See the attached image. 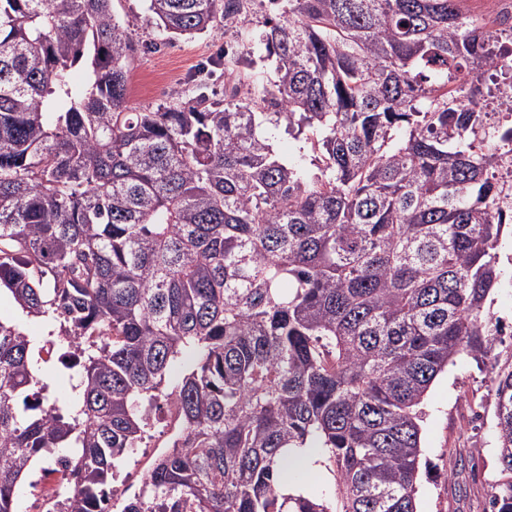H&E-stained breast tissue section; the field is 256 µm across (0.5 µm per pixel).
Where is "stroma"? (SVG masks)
Returning a JSON list of instances; mask_svg holds the SVG:
<instances>
[{"mask_svg":"<svg viewBox=\"0 0 512 512\" xmlns=\"http://www.w3.org/2000/svg\"><path fill=\"white\" fill-rule=\"evenodd\" d=\"M115 19L127 29L134 53L129 61L128 103L138 110L188 99L201 67L211 70L208 86L214 101L224 99V70L212 60L225 50L242 51L235 31L168 37L147 24L143 0H112ZM485 312L498 331L490 357H469L440 374L423 404L422 455L417 482L418 512H491L490 500L501 478L496 432L494 367L512 363V283L493 289ZM156 437L117 469V494L135 490L162 444Z\"/></svg>","mask_w":512,"mask_h":512,"instance_id":"35a3bbf8","label":"stroma"}]
</instances>
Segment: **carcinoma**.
I'll return each mask as SVG.
<instances>
[{
    "mask_svg": "<svg viewBox=\"0 0 512 512\" xmlns=\"http://www.w3.org/2000/svg\"><path fill=\"white\" fill-rule=\"evenodd\" d=\"M146 2L170 36L249 37L250 0ZM270 2L224 106L200 82L134 112L112 0H0V293L58 326L82 393L44 405L45 346L0 317V512L61 448L55 512H112L165 407L166 451L118 512H417L420 404L493 351L505 225L477 70L512 76V30L461 0ZM282 127L310 168L277 153ZM494 383L492 512H512V367ZM293 448L333 499L286 492Z\"/></svg>",
    "mask_w": 512,
    "mask_h": 512,
    "instance_id": "cac0c4a2",
    "label": "carcinoma"
}]
</instances>
